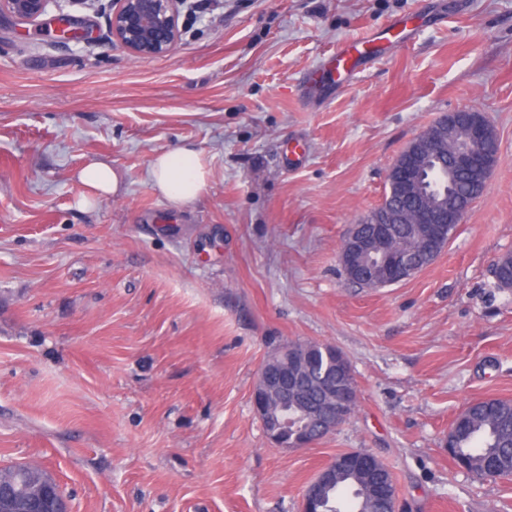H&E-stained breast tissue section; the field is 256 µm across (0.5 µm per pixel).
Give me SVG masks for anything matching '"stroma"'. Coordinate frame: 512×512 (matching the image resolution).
<instances>
[{"mask_svg":"<svg viewBox=\"0 0 512 512\" xmlns=\"http://www.w3.org/2000/svg\"><path fill=\"white\" fill-rule=\"evenodd\" d=\"M426 6L326 102L300 78L336 46ZM0 18V467L44 465L71 512H301L332 456L390 469L399 512H512V482L448 453L468 403L512 400V0H195L166 56ZM470 106L497 132L484 193L425 270L385 288L339 263L399 154ZM191 143L210 181L175 210L146 178ZM105 161L115 196L82 209ZM316 342L359 400L309 448H276L252 404L262 363ZM80 180L89 188L91 198L117 193L120 185L118 172L105 161H93L79 172Z\"/></svg>","mask_w":512,"mask_h":512,"instance_id":"35a3bbf8","label":"stroma"}]
</instances>
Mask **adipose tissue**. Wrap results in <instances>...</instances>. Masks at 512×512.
<instances>
[{
    "instance_id": "1",
    "label": "adipose tissue",
    "mask_w": 512,
    "mask_h": 512,
    "mask_svg": "<svg viewBox=\"0 0 512 512\" xmlns=\"http://www.w3.org/2000/svg\"><path fill=\"white\" fill-rule=\"evenodd\" d=\"M210 170L195 145L155 156L148 171L153 188L175 209L193 206L208 187Z\"/></svg>"
}]
</instances>
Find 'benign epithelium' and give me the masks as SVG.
<instances>
[{
    "mask_svg": "<svg viewBox=\"0 0 512 512\" xmlns=\"http://www.w3.org/2000/svg\"><path fill=\"white\" fill-rule=\"evenodd\" d=\"M72 0H0V14L9 15L18 24L42 25L49 21L55 35L63 40L73 39L75 33L71 15L62 4ZM191 0H112L106 16V27L112 42L120 45L137 58L166 56L175 48L181 29L180 12L189 8ZM455 124L463 138L470 144L486 141L490 135V124L484 115L471 107H463L441 116ZM443 153L442 142L424 132L409 143L390 168L387 180L396 191L415 201V210L410 223L423 225L424 243L432 247L444 238L451 225L463 223L467 210H450L441 200H433L425 194L422 183L424 171ZM499 161V151L476 152L470 148L459 150L452 165L462 174H480L484 183H489ZM397 217L389 213L371 214L349 227L344 239L348 247L339 253V262L345 271L355 268L358 255L373 247L375 236L362 232L366 225L395 224ZM380 264L389 282L399 283L409 278V264L400 252L380 253ZM342 363L343 372L349 381L338 384L327 382L323 391L328 403V413L314 408L310 415L315 425L290 445L283 442L282 433L288 422H281L272 413L276 402L288 405L296 397L299 374L289 368L271 367L263 363L252 391L254 408L262 420L269 440L277 447L309 448L350 418L356 403L355 384L350 381L353 372L345 356L332 349ZM350 471L365 475L372 480L374 495L392 498L394 477L385 464L374 454L356 450L339 453L330 458L303 490L302 512H324L322 506L326 490L335 482L336 474ZM42 479L38 482L18 481L9 486L0 482V512H69L67 502L59 485L45 469H40Z\"/></svg>",
    "mask_w": 512,
    "mask_h": 512,
    "instance_id": "1",
    "label": "benign epithelium"
}]
</instances>
